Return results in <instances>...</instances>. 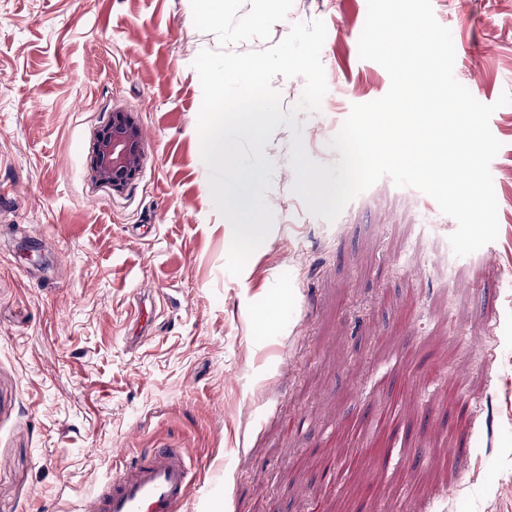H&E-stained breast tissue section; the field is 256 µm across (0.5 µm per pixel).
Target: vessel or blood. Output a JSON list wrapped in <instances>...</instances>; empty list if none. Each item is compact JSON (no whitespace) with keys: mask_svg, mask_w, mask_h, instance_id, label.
<instances>
[{"mask_svg":"<svg viewBox=\"0 0 512 512\" xmlns=\"http://www.w3.org/2000/svg\"><path fill=\"white\" fill-rule=\"evenodd\" d=\"M181 449L145 448L112 470L82 512H181L193 481Z\"/></svg>","mask_w":512,"mask_h":512,"instance_id":"b4317fda","label":"vessel or blood"}]
</instances>
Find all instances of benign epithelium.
<instances>
[{"label":"benign epithelium","mask_w":512,"mask_h":512,"mask_svg":"<svg viewBox=\"0 0 512 512\" xmlns=\"http://www.w3.org/2000/svg\"><path fill=\"white\" fill-rule=\"evenodd\" d=\"M144 158L143 131L138 117L132 112H114L93 140L89 179L121 193L138 178Z\"/></svg>","instance_id":"obj_1"}]
</instances>
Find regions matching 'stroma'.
Here are the masks:
<instances>
[{
	"label": "stroma",
	"mask_w": 512,
	"mask_h": 512,
	"mask_svg": "<svg viewBox=\"0 0 512 512\" xmlns=\"http://www.w3.org/2000/svg\"><path fill=\"white\" fill-rule=\"evenodd\" d=\"M432 6L456 79L485 104L512 92V7ZM366 16L294 0L269 40L235 46L324 21L328 92L297 117L321 163L390 87L359 56ZM218 47L190 0H0V512H81L117 444L182 449L185 512H512V104L490 119L491 246L456 257V221L388 177L311 215L282 127L273 226L234 277L192 66ZM116 110L146 154L121 195L87 175Z\"/></svg>",
	"instance_id": "35a3bbf8"
}]
</instances>
